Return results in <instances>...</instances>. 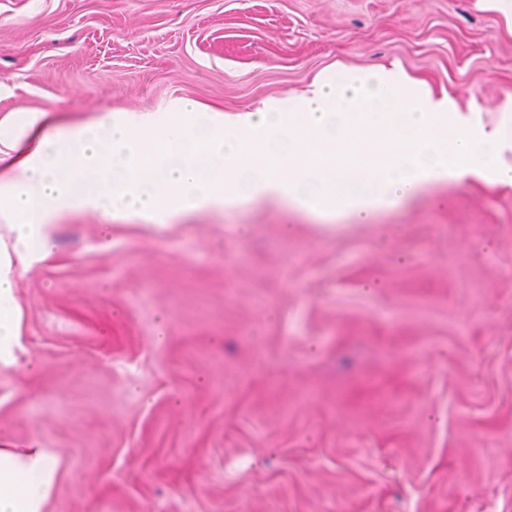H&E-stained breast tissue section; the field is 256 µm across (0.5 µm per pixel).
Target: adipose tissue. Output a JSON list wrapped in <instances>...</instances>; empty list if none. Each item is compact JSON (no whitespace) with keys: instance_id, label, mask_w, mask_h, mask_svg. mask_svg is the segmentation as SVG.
<instances>
[{"instance_id":"ef3b65f1","label":"adipose tissue","mask_w":512,"mask_h":512,"mask_svg":"<svg viewBox=\"0 0 512 512\" xmlns=\"http://www.w3.org/2000/svg\"><path fill=\"white\" fill-rule=\"evenodd\" d=\"M512 114L487 125L398 66L339 71L255 112L175 103L81 123L23 109L0 117V366L23 350L15 280L51 256L53 221L76 212L167 224L272 198L363 223L436 183L512 185ZM57 476L45 448H0V512H43Z\"/></svg>"}]
</instances>
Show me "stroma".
Segmentation results:
<instances>
[{
    "mask_svg": "<svg viewBox=\"0 0 512 512\" xmlns=\"http://www.w3.org/2000/svg\"><path fill=\"white\" fill-rule=\"evenodd\" d=\"M394 63L512 113V0H0V117L234 113ZM52 237L0 369V440L58 461L44 512H512V186Z\"/></svg>",
    "mask_w": 512,
    "mask_h": 512,
    "instance_id": "1",
    "label": "stroma"
}]
</instances>
